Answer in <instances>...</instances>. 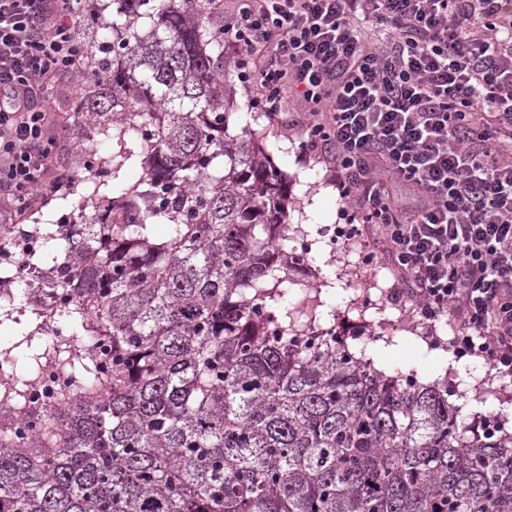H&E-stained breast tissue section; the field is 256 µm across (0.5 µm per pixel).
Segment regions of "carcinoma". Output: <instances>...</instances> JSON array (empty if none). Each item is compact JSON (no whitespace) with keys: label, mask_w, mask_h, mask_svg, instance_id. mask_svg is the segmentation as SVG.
<instances>
[{"label":"carcinoma","mask_w":512,"mask_h":512,"mask_svg":"<svg viewBox=\"0 0 512 512\" xmlns=\"http://www.w3.org/2000/svg\"><path fill=\"white\" fill-rule=\"evenodd\" d=\"M212 2L104 0L75 34L74 112L124 146L112 178L143 173L29 284L73 298L96 358L59 354L60 407L0 431V512H512L511 434L462 423L448 379L389 375L314 307L278 306L284 283L318 288L293 279L284 173L228 133Z\"/></svg>","instance_id":"cac0c4a2"}]
</instances>
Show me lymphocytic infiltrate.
Masks as SVG:
<instances>
[{
  "label": "lymphocytic infiltrate",
  "instance_id": "lymphocytic-infiltrate-1",
  "mask_svg": "<svg viewBox=\"0 0 512 512\" xmlns=\"http://www.w3.org/2000/svg\"><path fill=\"white\" fill-rule=\"evenodd\" d=\"M80 13L0 0V212L17 220L69 182L41 103L84 72ZM224 45L270 122L286 96L303 104V146L344 202L338 237L392 272L390 301L512 377V0H236Z\"/></svg>",
  "mask_w": 512,
  "mask_h": 512
}]
</instances>
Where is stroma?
Masks as SVG:
<instances>
[{
  "instance_id": "1",
  "label": "stroma",
  "mask_w": 512,
  "mask_h": 512,
  "mask_svg": "<svg viewBox=\"0 0 512 512\" xmlns=\"http://www.w3.org/2000/svg\"><path fill=\"white\" fill-rule=\"evenodd\" d=\"M236 111L230 119V133L250 126L263 149L287 176L288 221L300 228L298 239L311 246V270L319 283L316 315L322 327H336L346 333L356 332L361 322L380 324L384 337L364 338L360 349L375 366L386 373L413 372L418 378L447 377L455 390L454 402L462 408L464 422L479 421L498 415L512 432V383L496 378L486 362L478 357L460 359L458 366H447L444 358L424 352L412 324L406 323L401 311L392 305L361 310L357 299L363 290L387 297L393 280L386 269L367 265L358 259L359 245L337 242L335 227L341 221L343 201L336 183L324 163L306 155L305 136L300 123L304 108L295 98H288L285 117L288 129L273 126L263 112L252 104V92L241 81H234ZM82 221L80 198L62 194L42 209L27 213L25 224L39 225L43 233H53L60 217ZM27 317L17 319L0 313V346L12 348L16 373L29 376L35 353L49 342L46 334L31 335Z\"/></svg>"
}]
</instances>
